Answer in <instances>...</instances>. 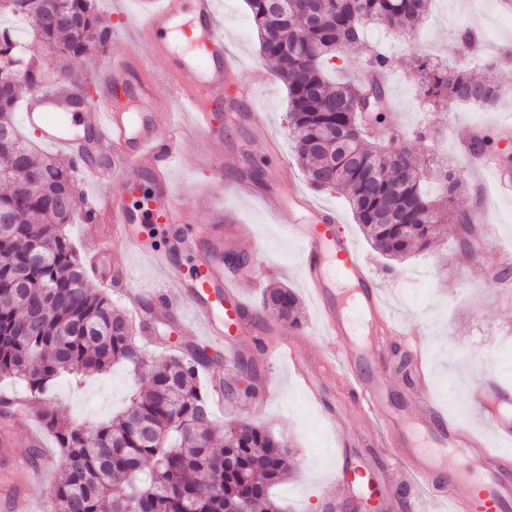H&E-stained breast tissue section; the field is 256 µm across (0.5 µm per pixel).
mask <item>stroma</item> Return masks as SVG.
I'll list each match as a JSON object with an SVG mask.
<instances>
[{
	"instance_id": "35a3bbf8",
	"label": "stroma",
	"mask_w": 512,
	"mask_h": 512,
	"mask_svg": "<svg viewBox=\"0 0 512 512\" xmlns=\"http://www.w3.org/2000/svg\"><path fill=\"white\" fill-rule=\"evenodd\" d=\"M216 8L235 70L252 83L253 91L246 98L227 90L224 112L216 117L217 124L224 127L220 140L202 142L189 123H182L181 134L192 148L207 156L208 162L190 166L172 161L170 185L177 195L196 201L200 225H241L232 250L248 255L256 268L255 279L242 289L245 301L255 304L262 290L275 282L297 293L303 320L299 334L290 336L287 323L270 314L262 315L256 337L283 346L285 354L280 361L265 359L263 352L254 348L253 339L247 338L235 356L201 370L200 378L203 384L216 382L224 387V407L214 413L216 425L248 421L265 426L292 448L294 471L275 490L286 512H325L327 499L345 502L354 494L348 481L336 474L338 453H345L351 464L366 456L379 458L380 449L367 443L363 435L377 417H384L386 426L391 427L411 414L412 386L396 372L392 351L373 352L364 358L333 354L329 357L333 371L318 376L320 400L310 397L293 363L311 348L326 347L329 339L323 334L316 303L301 282L297 244L286 233L294 216L288 210L269 214L258 200L238 196L234 185L243 179L265 186L292 183L318 204L335 209L340 217L339 232L360 251L388 309L411 332H425L432 395L450 417L469 418L467 402L459 394L462 384L489 373L512 383V368L497 363L498 358L512 357V284L497 286L492 282L497 255H512V201L497 196L489 172L464 171L462 148L452 126H479L487 135H496L499 116L512 114V88L505 89L497 107L479 110L458 104L443 113L418 96L412 56L421 53L448 63L456 61L462 50L454 33L468 26L482 38L480 61L497 60L500 75L512 76V13H501L497 0H433L427 18L416 29L403 33L368 30L361 43L344 47L340 58L327 65L332 72L354 70L367 46L381 45L392 57L385 83L395 105L388 115L389 124L408 134L420 127L429 128V139L418 142L409 136L405 140L407 152L447 162L450 171L460 174L464 189L456 198L454 212L482 208L488 213L481 225L480 246L459 250L448 235L437 248L395 261L371 246L343 197L312 190L307 183L288 136V89L276 68L259 53L246 0H217ZM254 113L262 114L279 145L278 154L258 159L247 154V147L255 140L250 120ZM347 370L383 387V412L364 408L350 398L343 377ZM130 389L129 369L118 364L109 372L87 376L79 384L65 377L58 379L47 393L44 407L75 423L92 426L120 413L128 404ZM340 431L349 438L343 451L336 443ZM467 464L465 457L448 455L438 488L421 491L418 512H448L450 499H463L465 489L450 486L448 479ZM0 479L25 486L28 512H45L55 485L54 470L31 480L25 461L0 457Z\"/></svg>"
}]
</instances>
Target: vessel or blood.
Wrapping results in <instances>:
<instances>
[{
	"mask_svg": "<svg viewBox=\"0 0 512 512\" xmlns=\"http://www.w3.org/2000/svg\"><path fill=\"white\" fill-rule=\"evenodd\" d=\"M140 10L133 30L151 52L163 57L165 73L172 83L176 102L189 110L191 120L205 139L222 137L214 113L224 109V88L229 83V53L218 25L216 0H138ZM100 106L81 113L84 126L94 130L98 142L108 146L109 162L89 157L78 158L83 175L92 181L118 179L121 197L105 194L90 207L94 223L108 222L111 236L121 239L128 251L150 259L161 279L178 284L179 298L164 289L148 293L128 286L125 263H113L107 278L133 306H147L151 320H182L178 300H186L192 321H182L186 335L198 333L221 340L226 349L238 348L237 339L254 328L249 306L240 295V282L250 280L249 270L237 276L224 275V241L216 239L210 253L201 261L195 277L183 281L169 251L147 248L139 224H164L180 227L189 223L191 203L175 197L168 179L174 158L198 163L185 142L171 129L163 127L151 110L155 83L141 77L125 58L106 66L97 82ZM70 96L32 95L25 102L24 120L35 127L42 140L52 147L70 151L77 140L55 114L70 111ZM151 190H144V181ZM264 207L275 214L291 207L302 221L290 225L299 248L300 277L317 305L325 335L347 349L356 324L376 335L379 323L390 333L403 337L407 349L420 355L425 348L422 337L407 334L403 323L386 314L380 290L361 254L335 229L336 213L314 205L295 189H269L261 195ZM418 396L415 426L431 436L429 448L414 447L399 429L391 428L384 437L390 464H363L354 471V482L362 489L387 492L393 464H401L427 486L438 479L439 454L450 448L466 449L472 470L457 472L456 484L467 487L465 501L456 502L457 512H512V479L505 471L512 465V454L493 448L491 440H512V387L497 377L479 384L468 404L486 423L485 430L467 422L448 420L443 408L429 395L426 376H419L414 388ZM22 491L0 482V512H25Z\"/></svg>",
	"mask_w": 512,
	"mask_h": 512,
	"instance_id": "vessel-or-blood-1",
	"label": "vessel or blood"
}]
</instances>
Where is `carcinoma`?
<instances>
[{"label": "carcinoma", "mask_w": 512, "mask_h": 512, "mask_svg": "<svg viewBox=\"0 0 512 512\" xmlns=\"http://www.w3.org/2000/svg\"><path fill=\"white\" fill-rule=\"evenodd\" d=\"M260 54L288 87V133L310 186L336 192L382 255L399 260L425 250L447 233L444 209L462 189L446 170L429 174L406 153L388 125L385 79L391 57L369 49L357 76L326 77L323 65L368 26L390 32L418 26L430 0H246ZM25 20L39 47L34 52L0 25V70L11 90L0 93V379L18 381L26 396L42 397L62 376L79 380L112 365L133 367L135 388L122 415L87 429L42 410L39 417L59 448L57 479L48 512H238L266 505L281 512L271 495L288 479V445L269 430L243 422L224 428L217 447L210 391L199 368L212 361L193 347L148 355L136 340L132 316L103 291L87 287L82 259L65 226L85 217L76 192L74 160L36 156L17 132L13 112L19 91H42L60 82L83 85L65 61L89 60L107 50L112 27L93 0H0V18ZM420 92L439 110L464 102L489 107L500 99L498 62L478 77L462 66L415 56ZM429 179L440 182L431 196ZM25 268L20 287L12 273ZM259 310L289 325L301 321L291 289L264 290ZM24 396V397H26ZM24 397L0 399V415L26 414Z\"/></svg>", "instance_id": "carcinoma-1"}]
</instances>
